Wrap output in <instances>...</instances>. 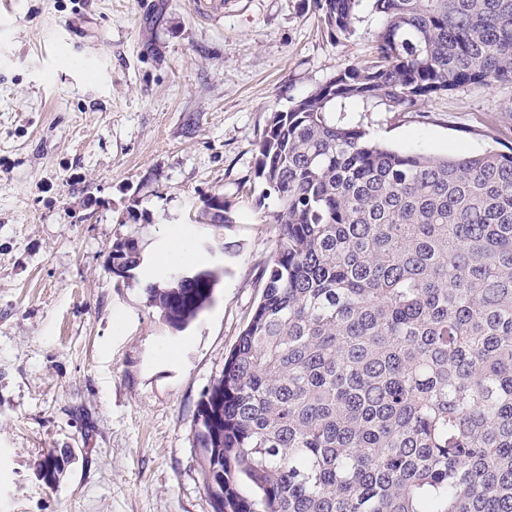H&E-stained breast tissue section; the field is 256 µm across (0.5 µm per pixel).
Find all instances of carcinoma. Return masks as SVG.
<instances>
[{
  "mask_svg": "<svg viewBox=\"0 0 512 512\" xmlns=\"http://www.w3.org/2000/svg\"><path fill=\"white\" fill-rule=\"evenodd\" d=\"M361 2L313 0L344 38ZM373 8L372 60L271 113L258 145L275 250L197 411L220 512H512V149L403 152L351 117L512 81V0ZM200 219L236 223L220 194ZM139 262L112 244L119 270ZM222 275L144 291L184 329Z\"/></svg>",
  "mask_w": 512,
  "mask_h": 512,
  "instance_id": "carcinoma-1",
  "label": "carcinoma"
}]
</instances>
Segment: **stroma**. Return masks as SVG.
<instances>
[{"label":"stroma","instance_id":"35a3bbf8","mask_svg":"<svg viewBox=\"0 0 512 512\" xmlns=\"http://www.w3.org/2000/svg\"><path fill=\"white\" fill-rule=\"evenodd\" d=\"M312 0H11L0 9V512H214L197 410L262 292L275 248L254 177L271 112L367 60ZM431 156L512 147V82L362 113ZM232 203V228L201 224ZM138 203L147 220L133 222ZM224 277L185 329L146 302L163 228ZM134 238L139 267L112 272ZM233 243L225 252V243ZM200 219L204 224H215L219 227H228L236 223V216L224 196L213 194L203 201Z\"/></svg>","mask_w":512,"mask_h":512}]
</instances>
